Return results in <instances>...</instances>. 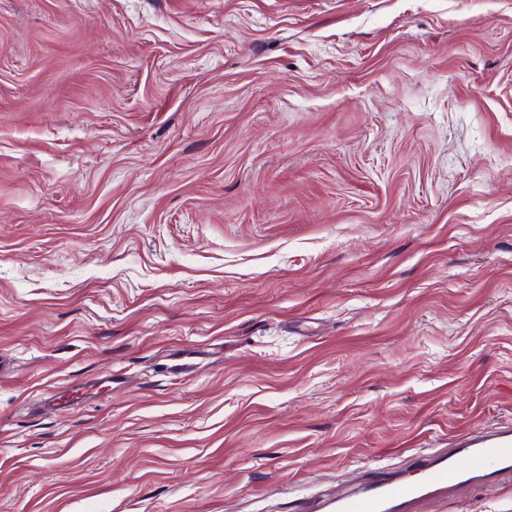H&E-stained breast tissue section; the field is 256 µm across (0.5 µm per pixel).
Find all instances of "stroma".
I'll return each instance as SVG.
<instances>
[{
	"label": "stroma",
	"instance_id": "obj_1",
	"mask_svg": "<svg viewBox=\"0 0 512 512\" xmlns=\"http://www.w3.org/2000/svg\"><path fill=\"white\" fill-rule=\"evenodd\" d=\"M504 424L512 0H0V512H322Z\"/></svg>",
	"mask_w": 512,
	"mask_h": 512
}]
</instances>
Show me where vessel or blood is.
I'll list each match as a JSON object with an SVG mask.
<instances>
[{
	"label": "vessel or blood",
	"instance_id": "1",
	"mask_svg": "<svg viewBox=\"0 0 512 512\" xmlns=\"http://www.w3.org/2000/svg\"><path fill=\"white\" fill-rule=\"evenodd\" d=\"M512 478V430L472 436L451 451L417 461L411 474L381 472L327 504L329 512H417L463 488L498 489Z\"/></svg>",
	"mask_w": 512,
	"mask_h": 512
}]
</instances>
